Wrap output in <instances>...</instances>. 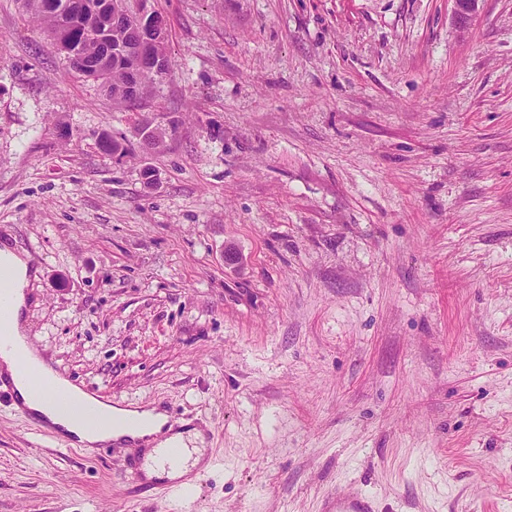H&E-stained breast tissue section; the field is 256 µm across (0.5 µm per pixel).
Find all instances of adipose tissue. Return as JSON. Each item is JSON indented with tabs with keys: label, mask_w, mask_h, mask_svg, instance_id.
Wrapping results in <instances>:
<instances>
[{
	"label": "adipose tissue",
	"mask_w": 512,
	"mask_h": 512,
	"mask_svg": "<svg viewBox=\"0 0 512 512\" xmlns=\"http://www.w3.org/2000/svg\"><path fill=\"white\" fill-rule=\"evenodd\" d=\"M0 265L6 266L11 272L10 280L0 288V301L4 302L11 313V318L5 325L9 341L0 345V372L14 376L17 371V358L22 355L40 368L50 385L71 388V381L48 365L27 340L22 313L32 298L29 285L38 276L31 256L5 244L0 246ZM15 393L21 410L46 422L80 447L93 449L124 439L146 445L144 471L148 479L172 482L185 479L204 458L203 449L189 447L185 435L173 431L168 424L167 414L157 408L119 407L110 401L82 394L81 400L87 407L106 413L113 421L109 429L99 430L62 415L49 396L34 391L27 381L17 380ZM172 443L187 448L181 463L170 469L155 465L154 459L158 451Z\"/></svg>",
	"instance_id": "ef3b65f1"
}]
</instances>
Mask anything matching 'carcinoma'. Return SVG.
<instances>
[{"instance_id": "cac0c4a2", "label": "carcinoma", "mask_w": 512, "mask_h": 512, "mask_svg": "<svg viewBox=\"0 0 512 512\" xmlns=\"http://www.w3.org/2000/svg\"><path fill=\"white\" fill-rule=\"evenodd\" d=\"M75 0H26L39 25L52 37L74 70L100 80L115 100L126 102L130 74L107 54V49L129 47L138 38L128 18L106 21L92 9L73 13Z\"/></svg>"}]
</instances>
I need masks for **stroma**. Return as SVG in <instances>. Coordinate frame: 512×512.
Segmentation results:
<instances>
[{
	"label": "stroma",
	"instance_id": "35a3bbf8",
	"mask_svg": "<svg viewBox=\"0 0 512 512\" xmlns=\"http://www.w3.org/2000/svg\"><path fill=\"white\" fill-rule=\"evenodd\" d=\"M151 5L130 109L0 0V240L46 361L209 465L139 488L1 400L0 512H512V0ZM323 512H377V503L373 496L355 494L350 496L327 497L324 500Z\"/></svg>",
	"mask_w": 512,
	"mask_h": 512
}]
</instances>
